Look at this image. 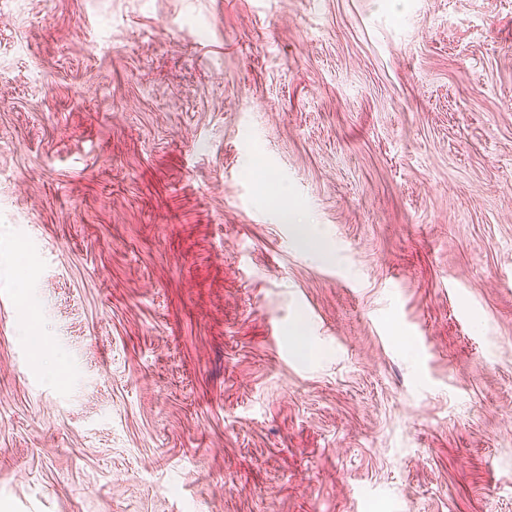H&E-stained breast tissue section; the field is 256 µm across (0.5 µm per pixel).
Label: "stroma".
I'll return each mask as SVG.
<instances>
[{"label": "stroma", "instance_id": "35a3bbf8", "mask_svg": "<svg viewBox=\"0 0 512 512\" xmlns=\"http://www.w3.org/2000/svg\"><path fill=\"white\" fill-rule=\"evenodd\" d=\"M0 512H512V0H0Z\"/></svg>", "mask_w": 512, "mask_h": 512}]
</instances>
